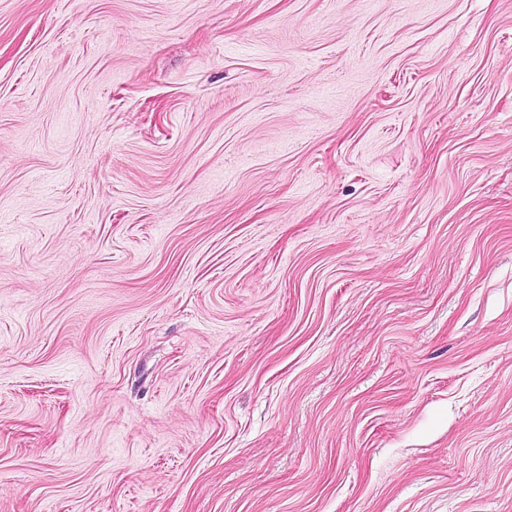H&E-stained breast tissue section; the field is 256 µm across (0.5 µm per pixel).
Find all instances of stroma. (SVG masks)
Returning a JSON list of instances; mask_svg holds the SVG:
<instances>
[{
	"instance_id": "35a3bbf8",
	"label": "stroma",
	"mask_w": 512,
	"mask_h": 512,
	"mask_svg": "<svg viewBox=\"0 0 512 512\" xmlns=\"http://www.w3.org/2000/svg\"><path fill=\"white\" fill-rule=\"evenodd\" d=\"M0 512H512V0H0Z\"/></svg>"
}]
</instances>
